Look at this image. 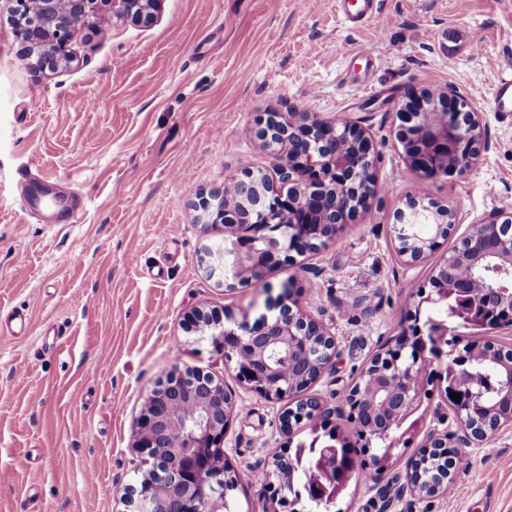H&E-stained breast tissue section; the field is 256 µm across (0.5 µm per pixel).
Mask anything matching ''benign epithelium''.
<instances>
[{
  "label": "benign epithelium",
  "instance_id": "1",
  "mask_svg": "<svg viewBox=\"0 0 512 512\" xmlns=\"http://www.w3.org/2000/svg\"><path fill=\"white\" fill-rule=\"evenodd\" d=\"M18 15L16 36L35 54V65L54 71L72 61L69 49L73 35L96 28L114 8L121 15L148 22L161 0H13ZM438 97L452 101L457 112H427L412 129L401 131L411 168L423 176L448 172V155L457 156L454 170L473 169L479 155L490 148L481 131L480 113L451 87ZM257 135L264 146L277 147V158L266 170L246 168L241 176L227 181L224 200L217 205L202 201L200 208L210 225H224V245L207 249L200 259L208 276L256 281L280 252L313 251L337 237L354 212L352 200L364 204L377 191L373 172L374 149L370 136L345 116L312 118L301 112L288 119L269 112L257 116ZM430 222L449 232L454 214L445 208L425 206L411 199L396 213L393 225L398 255L405 264L423 262L437 245L441 234L424 239L418 226ZM487 234H466L456 249L437 265L431 291L421 301L448 303L457 293L464 308L451 316L463 324L486 330H512V215L495 212L480 222ZM480 271L486 286L476 296L464 288L460 270ZM501 310L500 318H483L486 308ZM190 320L210 330L214 347L235 360L238 380L268 399L292 400L315 383L336 355L329 329L304 311L288 289L268 297L266 311L251 321L197 310ZM454 328L448 320L424 322L415 328L421 348L403 360L410 347L404 339L394 349L375 355L376 368L393 374L373 392L350 389L344 403L333 408L346 415L364 439L388 434L407 421L420 407L433 371ZM449 366L456 374L462 361L484 360L503 369L504 396L488 403L469 393L454 405L457 428L453 432L430 430L427 451L410 465L400 494L438 495L453 482L456 458L453 448H468L486 441L506 426H512V349L491 340L465 345ZM234 407L232 394L212 375L196 369H174L148 395L139 420L136 447L153 458L154 468L141 482L138 498L130 501V512H222L227 508L228 486L224 470L211 468L214 449L222 448L224 433ZM327 408L316 398L300 401V410L286 409L281 424L293 419L320 417ZM436 457L445 462L433 489L423 484V462ZM324 482L308 495L317 503H330L346 484L336 448L327 446L310 459Z\"/></svg>",
  "mask_w": 512,
  "mask_h": 512
}]
</instances>
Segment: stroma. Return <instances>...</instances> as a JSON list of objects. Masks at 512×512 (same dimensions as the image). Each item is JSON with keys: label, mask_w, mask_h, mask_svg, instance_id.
<instances>
[{"label": "stroma", "mask_w": 512, "mask_h": 512, "mask_svg": "<svg viewBox=\"0 0 512 512\" xmlns=\"http://www.w3.org/2000/svg\"><path fill=\"white\" fill-rule=\"evenodd\" d=\"M335 2L162 0L148 24L107 15L73 38L71 64L37 74L20 55L12 2L0 0V314L27 318L24 334L0 329V512H126L122 495L153 468L135 446L136 420L175 366L209 373L235 397L230 512H277L252 474L313 438L337 434L368 459L333 414L283 431L285 402L247 389L208 336L184 330L191 310L253 319L266 299L253 280L227 287L205 274L198 255L224 229L203 228L194 203L243 168L269 166L258 114L342 115L371 137L377 195L334 240L264 272L274 292L293 282L336 339L306 397L342 399L413 324L419 286L460 235L512 212V118L490 108L497 73L512 66V0H380L381 30L347 28ZM448 85L480 112L491 147L470 172L422 177L399 137V102ZM22 172L55 178L60 206L82 197L71 223L26 208ZM412 198L452 210L457 228L410 267L393 224ZM444 389L429 386L423 428L380 483L351 480L327 512H512L510 427L459 449L452 494L398 495L426 426L450 411Z\"/></svg>", "instance_id": "obj_1"}]
</instances>
